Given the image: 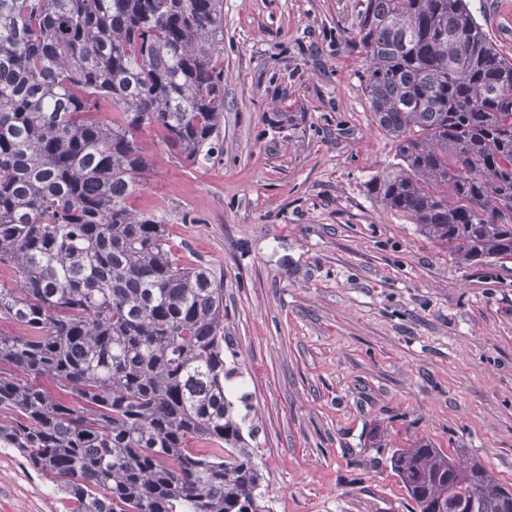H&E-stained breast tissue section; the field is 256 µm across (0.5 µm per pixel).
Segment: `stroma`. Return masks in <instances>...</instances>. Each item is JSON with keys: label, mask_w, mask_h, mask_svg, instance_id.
<instances>
[{"label": "stroma", "mask_w": 512, "mask_h": 512, "mask_svg": "<svg viewBox=\"0 0 512 512\" xmlns=\"http://www.w3.org/2000/svg\"><path fill=\"white\" fill-rule=\"evenodd\" d=\"M364 0H224V123L188 164L156 131L135 210L224 281L226 386L270 512H415L390 468L426 438L512 487V261L458 265L368 191L395 162L352 30ZM512 58V0H469ZM0 447V512H67Z\"/></svg>", "instance_id": "obj_1"}]
</instances>
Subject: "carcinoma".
<instances>
[{
	"label": "carcinoma",
	"mask_w": 512,
	"mask_h": 512,
	"mask_svg": "<svg viewBox=\"0 0 512 512\" xmlns=\"http://www.w3.org/2000/svg\"><path fill=\"white\" fill-rule=\"evenodd\" d=\"M354 41L398 159L370 192L459 264L512 260V59L467 0H366ZM223 43L224 0H0V318L25 330L0 332V446L71 512H270L224 388V281L127 206L145 129L214 152ZM390 465L417 512H505L483 463L428 439Z\"/></svg>",
	"instance_id": "cac0c4a2"
}]
</instances>
